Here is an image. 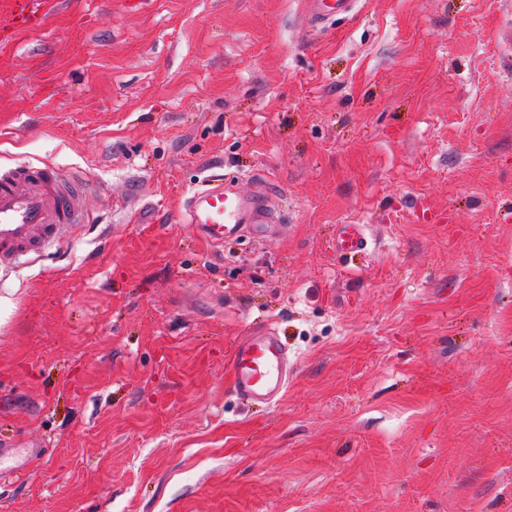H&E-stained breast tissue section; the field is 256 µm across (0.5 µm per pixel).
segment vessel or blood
<instances>
[{"mask_svg":"<svg viewBox=\"0 0 512 512\" xmlns=\"http://www.w3.org/2000/svg\"><path fill=\"white\" fill-rule=\"evenodd\" d=\"M10 3L14 29L41 25L42 16L33 0ZM353 6L354 0H309L308 23L322 27ZM90 187L86 176L74 177L47 164L1 167L0 268L11 267L27 256L41 257L49 247H63L69 228L86 221L73 200ZM272 194L262 179L248 192L234 179H211L186 198L184 219L214 243L245 234L259 238L277 228L270 206ZM336 249L352 255L367 252L365 225H339ZM289 366L290 353L280 329L265 325L240 339L233 349L234 390L250 402L278 403L288 389Z\"/></svg>","mask_w":512,"mask_h":512,"instance_id":"1","label":"vessel or blood"}]
</instances>
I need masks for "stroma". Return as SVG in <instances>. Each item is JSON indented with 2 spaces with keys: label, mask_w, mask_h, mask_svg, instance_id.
<instances>
[{
  "label": "stroma",
  "mask_w": 512,
  "mask_h": 512,
  "mask_svg": "<svg viewBox=\"0 0 512 512\" xmlns=\"http://www.w3.org/2000/svg\"><path fill=\"white\" fill-rule=\"evenodd\" d=\"M307 11L57 0L0 42V165L93 182L0 271V512H512V0ZM213 174L282 230L199 236ZM263 322L272 406L230 367ZM308 7V23L311 27H322L337 15L352 10L354 0H310ZM336 250L352 255L368 252V238L365 225L340 224L336 233ZM289 366L290 353L280 329L266 324L234 346V391L250 402L278 403L288 389Z\"/></svg>",
  "instance_id": "stroma-1"
}]
</instances>
